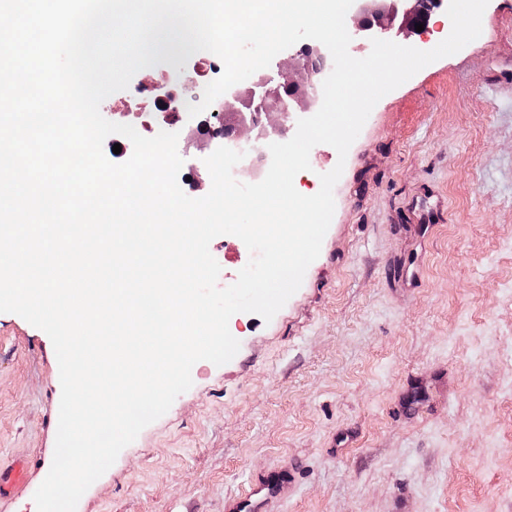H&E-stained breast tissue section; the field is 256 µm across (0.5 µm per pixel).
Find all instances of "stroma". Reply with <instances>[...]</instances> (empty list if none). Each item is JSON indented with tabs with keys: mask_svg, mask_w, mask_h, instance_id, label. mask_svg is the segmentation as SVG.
<instances>
[{
	"mask_svg": "<svg viewBox=\"0 0 512 512\" xmlns=\"http://www.w3.org/2000/svg\"><path fill=\"white\" fill-rule=\"evenodd\" d=\"M339 163L297 292L234 314L235 357L196 362L76 512H224L285 468L273 512H512V0L382 97L346 158L314 146L296 190ZM209 249L225 278L251 259ZM60 399L49 336L0 313V468L27 467L0 512H37Z\"/></svg>",
	"mask_w": 512,
	"mask_h": 512,
	"instance_id": "1",
	"label": "stroma"
}]
</instances>
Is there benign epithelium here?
<instances>
[{
    "mask_svg": "<svg viewBox=\"0 0 512 512\" xmlns=\"http://www.w3.org/2000/svg\"><path fill=\"white\" fill-rule=\"evenodd\" d=\"M370 0H354L352 8L355 11L357 21L349 31L353 38H361L365 35L371 38L385 40L389 36L390 26L385 24L387 20H393L401 16V29L408 33H416L415 25L424 27L422 33H427L434 10L440 8L443 0H389V7H372ZM329 58L327 49L322 45L307 46L293 58L291 65L281 67L276 75L270 76L259 73L249 86L230 88L224 93V113L217 117L229 120L239 132V135L229 140L226 147L245 153L244 159H249L253 154H259L261 159L271 158V154L263 152L257 147V140L251 135L255 129L264 128L263 119L270 115V105H279V125L288 121L294 112L293 102L296 94L301 90L297 76L304 75L307 80H317L318 86H323L324 80L332 72V65L326 63ZM273 81L278 86L288 87V97L284 98L269 88Z\"/></svg>",
    "mask_w": 512,
    "mask_h": 512,
    "instance_id": "7a95c632",
    "label": "benign epithelium"
}]
</instances>
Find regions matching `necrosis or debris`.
<instances>
[{"instance_id": "necrosis-or-debris-1", "label": "necrosis or debris", "mask_w": 512, "mask_h": 512, "mask_svg": "<svg viewBox=\"0 0 512 512\" xmlns=\"http://www.w3.org/2000/svg\"><path fill=\"white\" fill-rule=\"evenodd\" d=\"M193 60L191 73L196 90L187 89L159 67L141 69L129 87L116 92L109 102L113 122L132 125L145 137L176 125L182 129L185 140H201L213 149L223 146L232 136L229 126L215 118L224 109L223 99H215L210 106L211 116L202 119L189 117L187 110L188 105L200 103V89L221 75L223 63L208 51L195 53Z\"/></svg>"}]
</instances>
